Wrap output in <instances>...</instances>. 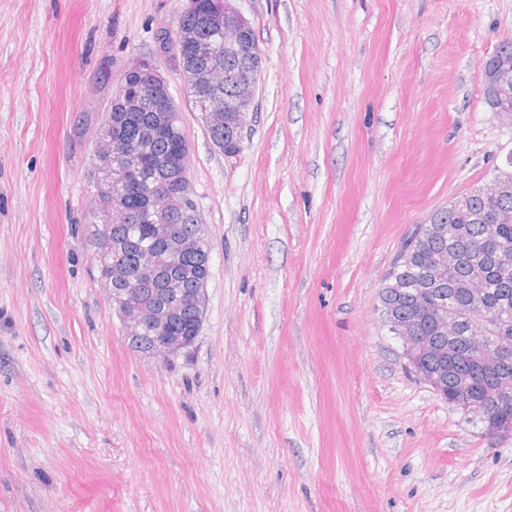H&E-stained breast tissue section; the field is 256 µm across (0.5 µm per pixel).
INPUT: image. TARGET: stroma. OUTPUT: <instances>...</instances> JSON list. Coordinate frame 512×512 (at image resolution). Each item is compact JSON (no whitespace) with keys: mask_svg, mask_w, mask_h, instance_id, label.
I'll use <instances>...</instances> for the list:
<instances>
[{"mask_svg":"<svg viewBox=\"0 0 512 512\" xmlns=\"http://www.w3.org/2000/svg\"><path fill=\"white\" fill-rule=\"evenodd\" d=\"M185 0H0V512H512V434L406 367L379 291L512 153L482 68L512 0H235L240 152L174 63L210 242L195 344L132 350L94 259L104 107Z\"/></svg>","mask_w":512,"mask_h":512,"instance_id":"obj_1","label":"stroma"}]
</instances>
